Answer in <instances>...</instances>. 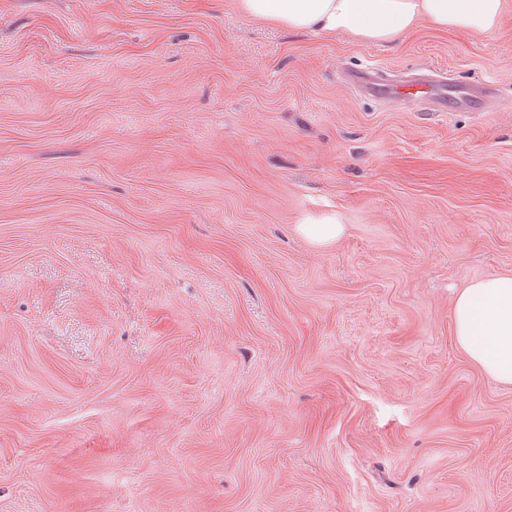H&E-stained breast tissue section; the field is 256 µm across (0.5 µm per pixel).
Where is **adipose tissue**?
Returning a JSON list of instances; mask_svg holds the SVG:
<instances>
[{
  "label": "adipose tissue",
  "mask_w": 512,
  "mask_h": 512,
  "mask_svg": "<svg viewBox=\"0 0 512 512\" xmlns=\"http://www.w3.org/2000/svg\"><path fill=\"white\" fill-rule=\"evenodd\" d=\"M246 15L274 25L343 34L360 43L394 41L421 22L476 34L495 29L503 0H237ZM457 344L485 373L512 384V275L463 288L454 306Z\"/></svg>",
  "instance_id": "1"
}]
</instances>
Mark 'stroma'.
<instances>
[{
    "instance_id": "stroma-1",
    "label": "stroma",
    "mask_w": 512,
    "mask_h": 512,
    "mask_svg": "<svg viewBox=\"0 0 512 512\" xmlns=\"http://www.w3.org/2000/svg\"><path fill=\"white\" fill-rule=\"evenodd\" d=\"M503 2L360 44L0 0V512H512V384L453 333L512 273ZM427 75L496 94L434 112ZM302 234L317 244H324L334 240L341 232L340 224H303Z\"/></svg>"
}]
</instances>
